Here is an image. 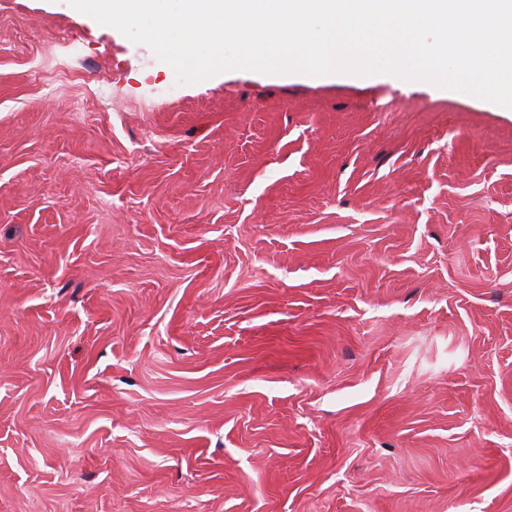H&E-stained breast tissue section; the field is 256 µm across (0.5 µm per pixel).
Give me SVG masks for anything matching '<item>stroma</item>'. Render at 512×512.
<instances>
[{"instance_id":"1","label":"stroma","mask_w":512,"mask_h":512,"mask_svg":"<svg viewBox=\"0 0 512 512\" xmlns=\"http://www.w3.org/2000/svg\"><path fill=\"white\" fill-rule=\"evenodd\" d=\"M0 512H512V109L0 0Z\"/></svg>"}]
</instances>
